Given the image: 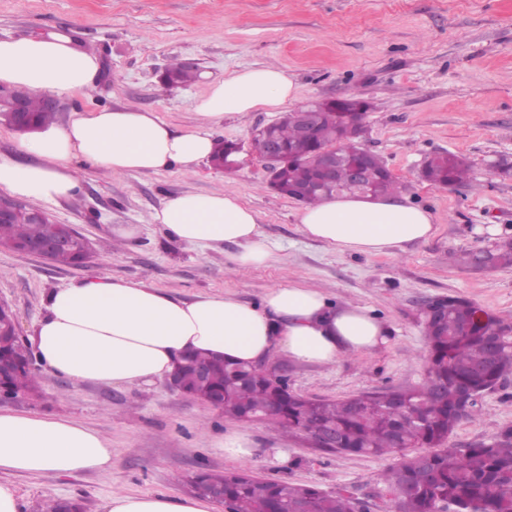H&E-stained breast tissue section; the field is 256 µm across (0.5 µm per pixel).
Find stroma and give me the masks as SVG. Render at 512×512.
<instances>
[{"mask_svg":"<svg viewBox=\"0 0 512 512\" xmlns=\"http://www.w3.org/2000/svg\"><path fill=\"white\" fill-rule=\"evenodd\" d=\"M57 28L73 29L101 60L94 92L60 99L57 123L76 110L129 107L188 132L212 81L273 65L296 84L298 104L352 94L372 103L363 145L385 161L401 197L432 211L437 231L396 255L334 251L304 235L300 203L270 189L263 161L249 152L233 172L205 162L190 175L172 169L112 176L86 165L79 193L45 210L92 242L89 263L58 265L0 248V301L12 309L22 336L43 317L48 293L98 270L182 299L224 292L257 303L271 288L300 282L335 303L369 307L393 327L387 344L332 365L297 363L281 353L266 362L293 391L337 400L422 383L423 309L430 300L454 295L491 315L512 316V267L480 270L448 261L449 253L512 236V175L500 171L512 164V0H0V39ZM173 58L197 63L192 83H161ZM278 117L247 112L215 125L212 135L246 145L256 128ZM446 151L469 162L471 185L444 188L420 178L424 159ZM189 191L239 197L256 212L276 260L237 272L227 265L234 246L193 249L153 223L156 210ZM120 224L137 225V236L116 241L112 229ZM12 406L85 423L112 444L108 472L9 475L20 512H42L60 499L102 512L115 491L182 498L194 473L241 469L328 493L347 490L367 501V512H390L378 491L393 457L328 451L263 421L240 423L164 380L73 385L47 376L39 398ZM505 426H512V376L483 396L479 416L459 423L449 443L485 442ZM240 427L256 444L243 462L218 446L224 433Z\"/></svg>","mask_w":512,"mask_h":512,"instance_id":"obj_1","label":"stroma"}]
</instances>
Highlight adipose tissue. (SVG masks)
I'll list each match as a JSON object with an SVG mask.
<instances>
[{"instance_id":"ef3b65f1","label":"adipose tissue","mask_w":512,"mask_h":512,"mask_svg":"<svg viewBox=\"0 0 512 512\" xmlns=\"http://www.w3.org/2000/svg\"><path fill=\"white\" fill-rule=\"evenodd\" d=\"M97 55L67 30L0 39V84L32 95L88 92ZM297 87L276 67L244 68L211 84L195 106L194 130L177 134L154 113L129 108L74 112L21 140L20 156L0 155V191L36 203H56L81 189L85 162L114 174L175 168L192 174L211 155V125L247 112L277 110ZM175 240L195 249L237 245L236 269L273 258L256 213L224 193L186 192L153 215ZM303 233L341 252L396 254L435 231L433 213L395 196L341 194L305 206ZM46 313L28 346L47 375L71 384H139L167 379L177 362L201 354L254 365L277 351L299 363L331 365L347 354L372 352L392 334L366 307L334 304L302 285L269 289L261 303L224 293L185 300L142 280L106 273L85 276L48 294ZM112 445L73 419L0 410V473L73 475L107 471ZM104 512H215L211 500L163 494H111Z\"/></svg>"}]
</instances>
